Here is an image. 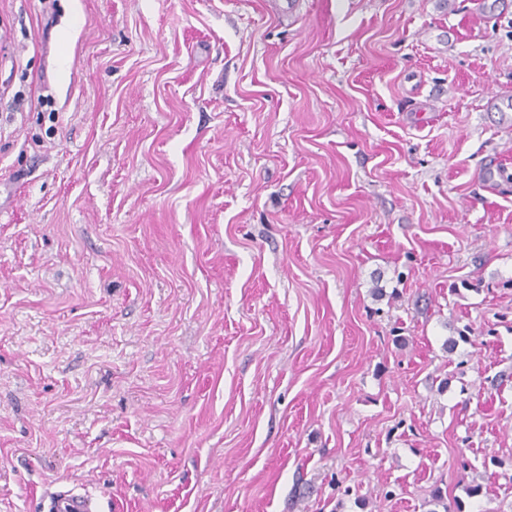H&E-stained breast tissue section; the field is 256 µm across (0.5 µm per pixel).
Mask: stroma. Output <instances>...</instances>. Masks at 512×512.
<instances>
[{
    "instance_id": "1",
    "label": "stroma",
    "mask_w": 512,
    "mask_h": 512,
    "mask_svg": "<svg viewBox=\"0 0 512 512\" xmlns=\"http://www.w3.org/2000/svg\"><path fill=\"white\" fill-rule=\"evenodd\" d=\"M268 2L0 0V512H512V0ZM96 497L86 490L69 489L60 494L51 505L49 512H101Z\"/></svg>"
}]
</instances>
